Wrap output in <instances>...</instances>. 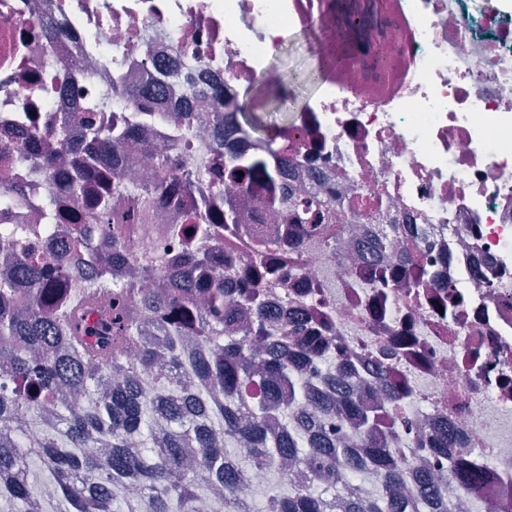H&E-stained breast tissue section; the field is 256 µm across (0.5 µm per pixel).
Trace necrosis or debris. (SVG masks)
I'll list each match as a JSON object with an SVG mask.
<instances>
[{
  "label": "necrosis or debris",
  "instance_id": "obj_1",
  "mask_svg": "<svg viewBox=\"0 0 512 512\" xmlns=\"http://www.w3.org/2000/svg\"><path fill=\"white\" fill-rule=\"evenodd\" d=\"M488 0H394L392 21L405 35L396 67L400 81L379 95L375 75L352 63L326 80L320 94L292 114L288 133L302 147L321 149L299 175L282 185L318 188L334 179L349 200L388 211L393 223L430 230L441 282L462 292L454 324L443 325L430 299L401 294L397 325L420 336L418 354L393 355L398 376H410L424 412L448 424V447L478 455L495 477L494 512H512V38L493 22ZM61 31L55 48L31 40L38 21ZM330 38L334 16L318 0H0V147L22 144L29 115L49 122L81 112L113 84L138 89L161 82L154 109L188 108L207 116L206 86L188 79L207 72L225 94L243 86L272 88L268 53L288 33ZM168 135L147 120L132 155L136 178L151 184L157 148ZM28 168L0 163V182L23 192L1 224L42 222L45 190ZM181 205H159L148 223L134 224V256L167 246L184 256L172 225L184 223ZM321 252H308L304 287L322 290L360 362L391 353V328L369 321L374 292L360 273H334ZM480 348L481 366L469 351Z\"/></svg>",
  "mask_w": 512,
  "mask_h": 512
}]
</instances>
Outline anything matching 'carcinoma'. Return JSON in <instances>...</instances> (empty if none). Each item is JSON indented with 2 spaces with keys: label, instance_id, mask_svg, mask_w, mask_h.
<instances>
[{
  "label": "carcinoma",
  "instance_id": "1",
  "mask_svg": "<svg viewBox=\"0 0 512 512\" xmlns=\"http://www.w3.org/2000/svg\"><path fill=\"white\" fill-rule=\"evenodd\" d=\"M132 112L107 125L96 106L55 126H32L23 147L4 153L13 165L48 175L55 158L72 151L70 124L83 146L60 180L83 217L60 223L56 195L42 200L45 236L66 239L94 272L70 280L71 256L41 254L32 229L0 224V256L13 261L27 287L0 276V497L18 512H43L44 499L29 484L28 460L45 465L56 489L51 512H254L253 497L239 493L237 472L290 460L308 468L304 485L268 496L266 512H453L448 488L466 490L471 503L489 506L480 493L485 470L447 454L436 465L411 471L394 462L390 439L399 430L415 437V452L448 447V431L414 424L388 409L418 399L416 386L384 374L363 377L329 316L308 315L304 328L274 316L267 289H284L283 304L307 301L300 292L305 253L315 248L339 269L364 262L338 248L345 225L360 218L335 188L283 192L280 168L302 157L285 125H264L242 111L238 95L212 87L210 109L231 123L251 151L224 162L227 180L241 185L260 208L286 226L285 235L253 223L251 213L219 191L201 192L207 166L186 161L178 170L164 158L159 177L140 185L123 170L144 119L139 109L152 89L112 86ZM172 143L202 140L206 129L185 111L156 115ZM175 199L197 200L188 231L212 238L214 225L251 241L242 254L226 244L189 253L175 262L155 250L124 279L108 269L128 251L125 228L144 224L150 210ZM341 220L344 225L333 224ZM106 244H96L90 225ZM398 225L379 224L368 247L385 264L364 269L377 299V317L391 318L399 292L430 288L438 275L428 230L413 225L404 243ZM166 281L155 302L135 297L138 277ZM237 297L228 305V293ZM333 388L339 399L326 394ZM53 429L31 431L44 409Z\"/></svg>",
  "mask_w": 512,
  "mask_h": 512
}]
</instances>
